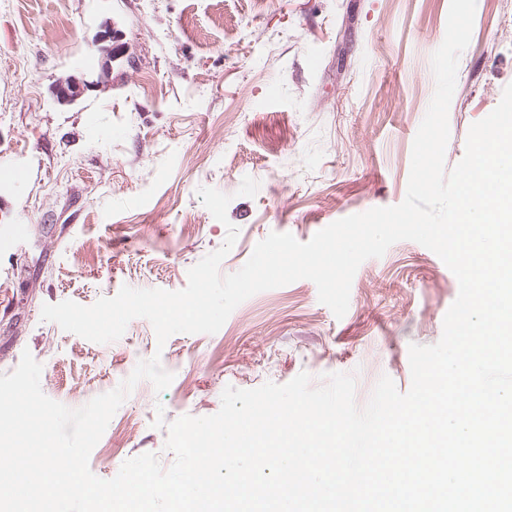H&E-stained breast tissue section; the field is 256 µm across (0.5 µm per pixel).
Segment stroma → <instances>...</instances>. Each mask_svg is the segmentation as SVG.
<instances>
[{
  "mask_svg": "<svg viewBox=\"0 0 512 512\" xmlns=\"http://www.w3.org/2000/svg\"><path fill=\"white\" fill-rule=\"evenodd\" d=\"M450 0H0V374L23 351L40 385L71 408L115 389L160 355L174 375L140 381L89 458L108 480L124 461L174 456L167 430L211 416L226 386L284 384L299 373L356 378L365 406L381 376L411 386L409 347L436 343L459 284L413 241L364 261L343 318L307 279L241 303L213 334L158 345L151 323L129 322L99 344L41 318L43 305L89 306L122 286L183 289L187 273L238 238L221 263L238 271L269 233L309 241L329 224L400 204L412 144L435 79L431 58ZM116 32L129 60L107 61L98 35ZM110 62L107 82L72 103L57 80ZM512 83V0H476L449 109L445 166L471 125ZM255 196L239 195L244 177ZM229 194L227 222L198 188ZM29 224L15 238L10 222Z\"/></svg>",
  "mask_w": 512,
  "mask_h": 512,
  "instance_id": "obj_1",
  "label": "stroma"
}]
</instances>
